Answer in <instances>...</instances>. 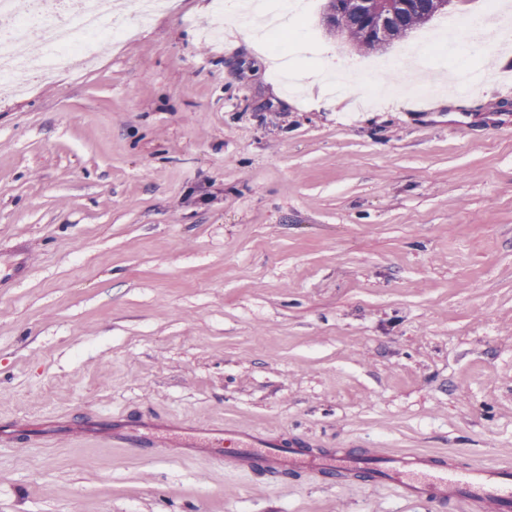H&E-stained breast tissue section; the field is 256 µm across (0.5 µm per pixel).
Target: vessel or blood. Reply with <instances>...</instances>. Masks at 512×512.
Wrapping results in <instances>:
<instances>
[{
    "label": "vessel or blood",
    "mask_w": 512,
    "mask_h": 512,
    "mask_svg": "<svg viewBox=\"0 0 512 512\" xmlns=\"http://www.w3.org/2000/svg\"><path fill=\"white\" fill-rule=\"evenodd\" d=\"M77 440L136 454L175 448L195 457L221 460L225 471L239 475L308 470L342 485L360 478L367 487L388 489L443 512H512L511 461L483 465L435 451L357 456L347 448L315 450L301 438L283 442L264 430L236 423H209L178 432L152 415L128 418L116 414L110 421L88 420L76 428L49 419L0 420L2 447Z\"/></svg>",
    "instance_id": "obj_1"
}]
</instances>
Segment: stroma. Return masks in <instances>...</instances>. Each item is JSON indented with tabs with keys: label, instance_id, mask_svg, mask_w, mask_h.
Here are the masks:
<instances>
[{
	"label": "stroma",
	"instance_id": "stroma-1",
	"mask_svg": "<svg viewBox=\"0 0 512 512\" xmlns=\"http://www.w3.org/2000/svg\"><path fill=\"white\" fill-rule=\"evenodd\" d=\"M280 65L202 0L0 90V418L153 412L512 460V47ZM31 251L24 279L11 249ZM0 512H438L309 473L0 447Z\"/></svg>",
	"mask_w": 512,
	"mask_h": 512
}]
</instances>
